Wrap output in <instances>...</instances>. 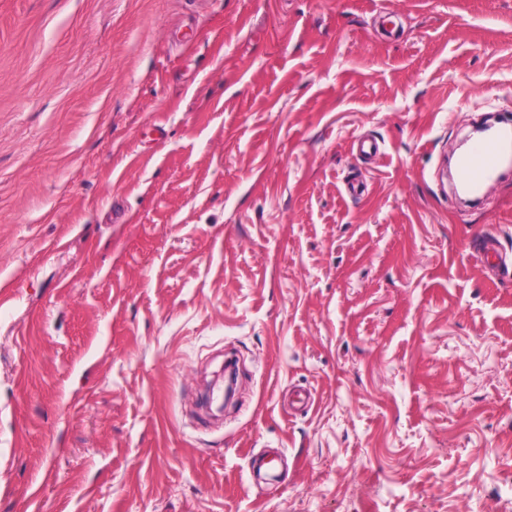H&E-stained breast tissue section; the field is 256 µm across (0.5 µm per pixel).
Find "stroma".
<instances>
[{"label":"stroma","mask_w":512,"mask_h":512,"mask_svg":"<svg viewBox=\"0 0 512 512\" xmlns=\"http://www.w3.org/2000/svg\"><path fill=\"white\" fill-rule=\"evenodd\" d=\"M490 113L512 0H0V512H512ZM512 156V123L501 122L498 132L488 138L473 141L458 162L462 187L478 196L485 183L500 170L503 161Z\"/></svg>","instance_id":"35a3bbf8"}]
</instances>
